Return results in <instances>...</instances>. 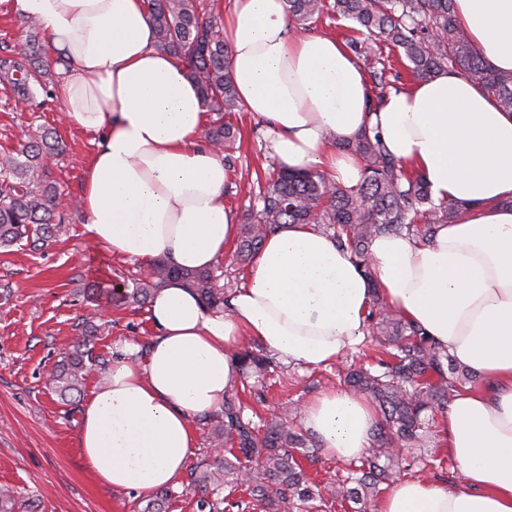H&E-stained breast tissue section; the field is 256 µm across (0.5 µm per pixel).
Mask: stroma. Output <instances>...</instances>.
Wrapping results in <instances>:
<instances>
[{
  "label": "stroma",
  "mask_w": 512,
  "mask_h": 512,
  "mask_svg": "<svg viewBox=\"0 0 512 512\" xmlns=\"http://www.w3.org/2000/svg\"><path fill=\"white\" fill-rule=\"evenodd\" d=\"M231 118L242 138L225 165L224 205L243 219L254 206L248 185L272 157L259 119L241 109ZM42 124L56 127L65 144L54 167L65 222L42 247L0 250V488L14 491L15 512H143L149 494L96 484L77 437L82 405L104 382V366L123 356L126 344L147 348L152 329L146 305L118 306L112 300L114 288H134L145 270L90 240L80 211L71 205L94 149L91 136L64 119L59 101H48L40 112H21L10 91L0 88V149L17 145L19 135ZM95 326L100 332L92 355L99 367L73 402H63L47 375ZM274 363L262 399L247 401L260 417L285 403L303 408L320 391L339 385L335 366L306 368L280 357Z\"/></svg>",
  "instance_id": "stroma-1"
}]
</instances>
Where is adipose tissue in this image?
<instances>
[{
	"label": "adipose tissue",
	"instance_id": "1",
	"mask_svg": "<svg viewBox=\"0 0 512 512\" xmlns=\"http://www.w3.org/2000/svg\"><path fill=\"white\" fill-rule=\"evenodd\" d=\"M17 4L66 62L70 122L95 137L78 195L88 235L147 266H216L238 234L224 161L204 141L210 114L196 84L157 47L143 0ZM455 12L490 66L512 71V0H455ZM224 41L238 99L281 166L355 186L361 162L344 145L371 128L435 201L466 211L428 242L375 239L369 277L315 225L288 224L253 258L228 310L168 283L147 308L156 334L146 352L130 346L83 406L86 469L114 491L176 484L197 448L196 420L223 408L238 376L241 342L328 366L361 346L378 288L483 384L462 388L443 417L462 486L401 478L375 512H512V113L452 71L370 107L356 58L333 34L292 32L285 0H232ZM303 423L327 456L351 461L370 448L377 412L365 396L328 389Z\"/></svg>",
	"mask_w": 512,
	"mask_h": 512
}]
</instances>
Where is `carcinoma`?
I'll return each instance as SVG.
<instances>
[{"label":"carcinoma","mask_w":512,"mask_h":512,"mask_svg":"<svg viewBox=\"0 0 512 512\" xmlns=\"http://www.w3.org/2000/svg\"><path fill=\"white\" fill-rule=\"evenodd\" d=\"M295 27L308 31L324 17L353 21L354 35L346 47L368 65L373 88L371 104L381 101L386 89L398 81L392 63L377 57L378 47L403 50L414 77L430 78L456 71L499 107L512 112V72L492 69L457 21L454 0H286ZM158 47L177 57L197 85L207 110L214 115L205 137L209 146L230 158L236 151L239 130L226 119L238 97L229 75V50L224 44L221 0H145ZM49 47L28 38L0 59V82L13 91L18 104H37L34 86L55 84V74L44 59ZM347 149L364 163L360 183L354 187L330 184L315 169L271 167L258 182L260 209L242 225L236 256L245 262L267 237L285 224H314L330 236L337 248L350 253L369 279H374L370 246L382 235H405L430 241L436 225L452 224L464 215L456 201L435 203L421 175L410 171L387 149L380 134L364 132ZM64 145L56 129L41 127L11 152L0 154V248L23 243L32 247L46 240L52 225L62 223L56 212L57 181L48 161ZM180 280L209 308L224 307V289L215 270L192 271L155 262L147 275L120 300L146 303L169 281ZM366 329L377 349L366 361L340 374L343 382L371 397L381 421L374 448L351 467L340 484L327 487L309 482L298 462L313 447L309 433L293 425L286 410L260 426L244 418V406L227 398L211 430L212 452L190 473L193 491L202 493L200 512H223L224 487H243L267 506L280 512L288 504L298 512H311L312 502L327 506L341 497L365 512L368 501L408 471L413 461L402 457L406 448H424L434 432L435 416L447 411L456 393L475 374L453 363L448 352L422 327L393 310L373 284ZM242 376L261 375L274 361L252 350L237 353ZM93 361L89 335L50 373L49 381L66 400L82 389Z\"/></svg>","instance_id":"obj_1"}]
</instances>
